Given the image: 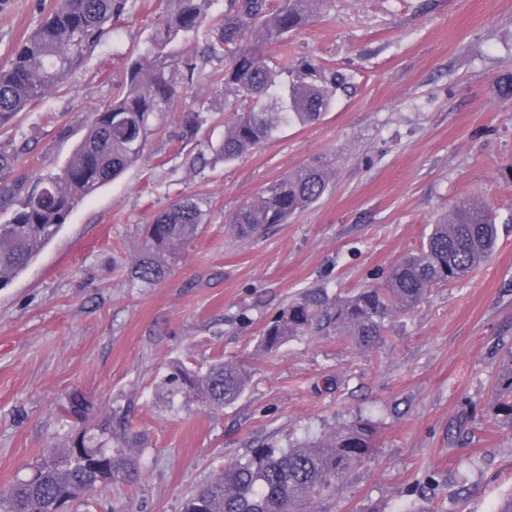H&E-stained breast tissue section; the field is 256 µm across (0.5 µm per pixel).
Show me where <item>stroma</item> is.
<instances>
[{
	"mask_svg": "<svg viewBox=\"0 0 512 512\" xmlns=\"http://www.w3.org/2000/svg\"><path fill=\"white\" fill-rule=\"evenodd\" d=\"M51 3L0 0V66ZM167 7L130 0L68 86L0 133L26 148V187L60 168L89 112L111 99L112 71ZM290 48L347 77L318 122L224 162L206 149L224 135L222 113L197 140L178 136L182 110L216 92L197 77L144 159L79 204L0 288V489L64 445L77 391L90 416H127L130 441L112 450L133 451L139 475L66 512H183L251 448H285L360 416L377 427L375 451L321 512H396L429 476L447 512H496L512 496V423L493 396L500 350L512 345V101L495 84L512 70V0H327ZM320 155L335 159L336 179L317 203L258 238L227 233L237 206ZM183 197L202 210L198 233L167 258L164 278L139 286L143 228ZM472 197L497 216L494 254L395 316L378 347L317 333L257 353L289 299L309 288L345 295L386 275ZM218 356L250 365L234 403L216 411L159 394L171 363Z\"/></svg>",
	"mask_w": 512,
	"mask_h": 512,
	"instance_id": "stroma-1",
	"label": "stroma"
}]
</instances>
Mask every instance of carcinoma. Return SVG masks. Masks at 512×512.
<instances>
[{
    "mask_svg": "<svg viewBox=\"0 0 512 512\" xmlns=\"http://www.w3.org/2000/svg\"><path fill=\"white\" fill-rule=\"evenodd\" d=\"M172 8L152 27L146 47L129 57L113 77L112 101L91 110L85 133L63 167L37 179L31 190L13 177L19 153L0 145V288L25 271L59 233L73 210L103 185L141 161L150 138L164 126L194 77L212 66L208 78L219 87V101L183 111L181 137H198L210 114L224 112V138L211 149L231 163L272 141L287 125H309L326 112L344 81L308 56L271 65L260 51L277 44L288 53V36L312 23L323 0H224V12L211 13L213 0H169ZM129 0H53L9 62L0 66V129L21 112L67 86L127 14ZM205 36L202 50L184 58L181 43ZM335 163L313 158L273 181L240 204L226 225L238 240L286 224L330 189ZM200 206L182 199L145 226L134 279L151 285L165 275L156 260L176 254L197 233ZM498 240V225L478 198L459 203L449 219L433 225L421 246L404 255L376 284L331 298L322 289L299 293L264 325L259 348L273 353L290 339L317 330L343 336L360 349L382 341L389 323L423 302L431 289L464 279L486 262ZM250 373L240 360L218 357L206 369L172 364L162 385L168 395L212 410L235 402ZM495 390L500 411L512 421V348L501 358ZM74 418L67 443L46 448L31 475L0 490V512H50L64 497L71 502L130 478L136 461L112 454V436L125 429L110 414L88 422V404L73 392ZM376 427L356 419L327 434L289 448H256L229 462L187 500L184 512H319L336 494L346 472L372 455Z\"/></svg>",
    "mask_w": 512,
    "mask_h": 512,
    "instance_id": "1",
    "label": "carcinoma"
}]
</instances>
